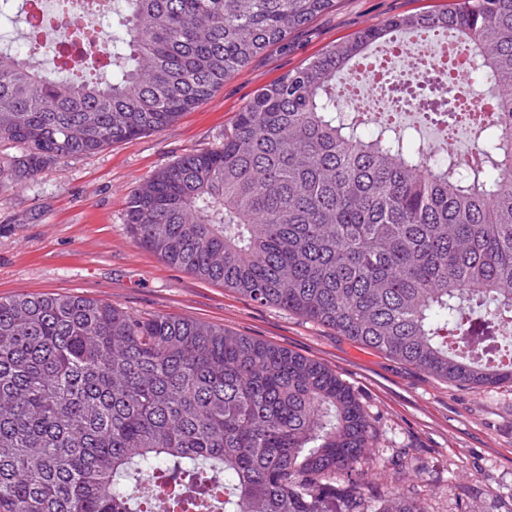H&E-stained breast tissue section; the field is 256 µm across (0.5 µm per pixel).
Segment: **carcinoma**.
I'll return each instance as SVG.
<instances>
[{"label":"carcinoma","instance_id":"cac0c4a2","mask_svg":"<svg viewBox=\"0 0 512 512\" xmlns=\"http://www.w3.org/2000/svg\"><path fill=\"white\" fill-rule=\"evenodd\" d=\"M337 0H112V77L0 47V176L175 123ZM450 32L485 89L419 62L391 89L478 160L341 103L369 50ZM63 34L58 54L85 47ZM496 112L481 114L482 99ZM172 266L476 390L512 384V0H457L327 47L259 90L224 143L126 202ZM373 425L327 366L223 327L73 295L0 298V512H429L363 495ZM345 478L341 491L332 481Z\"/></svg>","mask_w":512,"mask_h":512}]
</instances>
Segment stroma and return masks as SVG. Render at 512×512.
<instances>
[{"mask_svg": "<svg viewBox=\"0 0 512 512\" xmlns=\"http://www.w3.org/2000/svg\"><path fill=\"white\" fill-rule=\"evenodd\" d=\"M448 0H338L288 41L226 79L173 125L88 156L0 180V298L60 294L136 315L224 326L333 369L375 430L365 493L390 489L429 512H512V387L485 391L436 377L287 310L199 279L139 246L125 224L129 194L182 155L219 147L254 93L367 27Z\"/></svg>", "mask_w": 512, "mask_h": 512, "instance_id": "35a3bbf8", "label": "stroma"}]
</instances>
